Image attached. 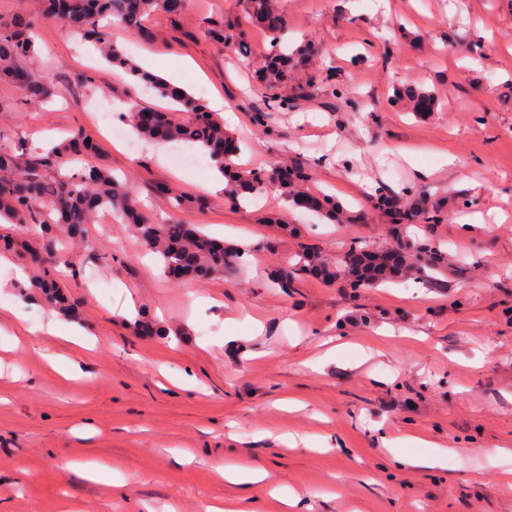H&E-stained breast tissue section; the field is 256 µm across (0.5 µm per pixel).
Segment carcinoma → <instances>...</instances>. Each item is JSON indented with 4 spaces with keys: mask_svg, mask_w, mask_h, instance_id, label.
I'll return each mask as SVG.
<instances>
[{
    "mask_svg": "<svg viewBox=\"0 0 512 512\" xmlns=\"http://www.w3.org/2000/svg\"><path fill=\"white\" fill-rule=\"evenodd\" d=\"M184 2L180 0L175 6L173 0H43L40 17L18 13L0 16V77L9 81L21 102L50 103L55 86L37 65L38 48L30 31L42 20L59 21L70 31L81 33L108 65L124 69L134 83L149 86L170 104L165 110L133 106L126 119L136 134L148 142L189 143L201 148L226 180L224 204L238 207L272 187L295 208L309 206L311 211L337 224L351 220L336 198L311 190V170L302 165L237 167L232 158L237 156L240 146L224 127V121L184 89L133 65L124 49L112 40L113 27L123 26L130 33L141 35L147 15L164 10L177 16ZM248 12L269 37L270 49L260 61L257 78L269 89H276L288 81L293 68L308 65L316 50L308 43L290 52L283 50L281 34L285 20L275 0H248ZM208 36L224 50L248 53L241 30L211 29ZM396 97L419 116L431 114L438 105L435 93L425 89L399 90ZM95 151L94 144L78 130L29 152L24 158L0 149V217L15 224L44 227L40 247L23 244L35 269L34 287L42 289L44 305L59 309L64 304L56 267L63 259L65 241L58 231L68 237L79 236L84 225L91 223L100 211L116 213L134 225L142 245L157 256L164 276L174 284L186 278L222 275L243 264L240 251L198 230L184 224H156L146 218L136 194L117 181L110 168L99 164L76 165ZM374 195L378 208L392 223L404 228L416 225L424 231V237L413 240L400 233L386 250H373L353 238L334 261L328 260L317 247L301 243L294 265L278 266L269 272L274 283L286 291L293 287L298 273L322 271L327 273L326 282L340 280L354 290L411 275L424 287H443L441 277L448 273V252L430 239L434 225L443 221L442 211L437 206L404 204L380 182L374 187ZM173 207L203 210L208 201L199 196H178Z\"/></svg>",
    "mask_w": 512,
    "mask_h": 512,
    "instance_id": "obj_1",
    "label": "carcinoma"
}]
</instances>
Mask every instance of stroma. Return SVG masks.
I'll return each instance as SVG.
<instances>
[{
	"mask_svg": "<svg viewBox=\"0 0 512 512\" xmlns=\"http://www.w3.org/2000/svg\"><path fill=\"white\" fill-rule=\"evenodd\" d=\"M279 9L284 44L311 41L321 61L285 87L295 106L271 113L273 139L253 119L269 97L255 79L269 39L247 0H188L178 17L151 13L143 35L113 36L133 61L153 54L204 103L223 99L239 167L309 165L314 188L357 223L303 216L271 188L230 209L222 191L205 190L212 166H175L130 130L129 149L115 150L91 108L122 111L130 79L55 24L35 38L55 110H17L0 80V147L25 154L44 134L82 130L95 163L128 179L148 216L256 249L253 264L176 285L129 225L100 212L67 243L71 314L45 308L18 278L22 254H0V512H206L227 500L243 512H512V0H466L457 18L448 0H279ZM227 26L244 29L248 55L221 52L206 35ZM328 69L349 98L322 84ZM82 73L95 86L76 83ZM413 86L434 91L441 110L422 119L392 104L394 88ZM378 176L443 202L432 235L452 256L446 292L408 281L353 299L307 276L287 292L268 281L301 241L332 257L353 237L392 243L367 196ZM203 192L207 210L170 204ZM465 192L473 205L461 206ZM36 322L79 324L92 347L29 334ZM94 461L126 486L99 481ZM220 462L266 477L244 486L218 474ZM295 492L303 502L293 509L285 501Z\"/></svg>",
	"mask_w": 512,
	"mask_h": 512,
	"instance_id": "35a3bbf8",
	"label": "stroma"
}]
</instances>
